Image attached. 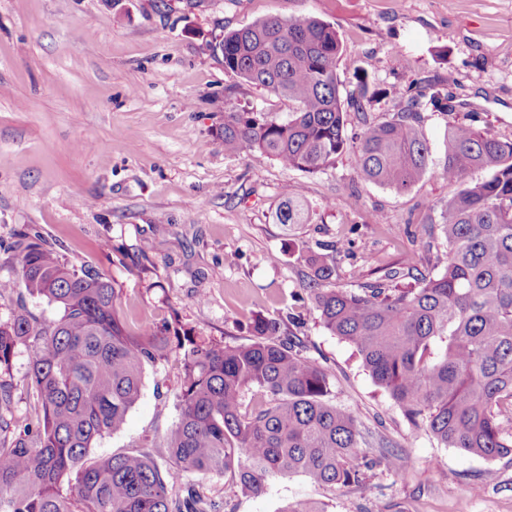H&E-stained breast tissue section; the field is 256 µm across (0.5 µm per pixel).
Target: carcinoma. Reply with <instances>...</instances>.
Wrapping results in <instances>:
<instances>
[{
	"instance_id": "carcinoma-1",
	"label": "carcinoma",
	"mask_w": 512,
	"mask_h": 512,
	"mask_svg": "<svg viewBox=\"0 0 512 512\" xmlns=\"http://www.w3.org/2000/svg\"><path fill=\"white\" fill-rule=\"evenodd\" d=\"M226 73L298 103L288 119L224 106V151L259 150L286 168L317 172L350 145L340 98L336 30L316 18L269 17L224 34ZM418 91L408 108L366 127L355 149L361 180L398 192L430 169ZM443 175L458 186L440 213L448 244L444 271L410 287L352 292L325 288L336 276L320 256L306 259L309 292L332 335L352 345L374 382L410 422L444 447L495 460L512 456L500 421L512 404V140L466 124L448 128ZM474 171L486 177L473 180ZM274 220L305 223L290 199ZM16 277L0 298L22 288L59 309L37 319L19 303L0 323V374L19 348L30 352L28 389L36 418L21 424L0 383V512H218L189 474L222 476L258 494L272 475L302 474L331 489L357 487L389 454L361 447L354 411L330 400L329 375L283 337L275 318L256 316L246 345L206 340L178 321L127 326L120 289L95 270L63 260L37 233L12 245ZM175 354L180 375L177 421L162 437V470L147 452L92 457L94 443L120 432L141 396L144 368ZM262 396L251 410L245 392ZM280 512H327L295 500Z\"/></svg>"
}]
</instances>
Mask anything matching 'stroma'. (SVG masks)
I'll return each mask as SVG.
<instances>
[{"label": "stroma", "mask_w": 512, "mask_h": 512, "mask_svg": "<svg viewBox=\"0 0 512 512\" xmlns=\"http://www.w3.org/2000/svg\"><path fill=\"white\" fill-rule=\"evenodd\" d=\"M277 16L313 17L342 42L337 68L346 131L405 109L435 86L451 107L423 103L435 164L411 190L365 183L353 149L308 173L220 138L224 107L287 119L298 105L228 75L212 37ZM463 122L512 139V0H0V280L11 245L31 229L63 259L104 272L130 326L171 317L204 338L248 343L255 316L279 319L304 357L327 368L332 401L352 408L362 447L398 449L363 485L330 489L301 475L268 478L261 494L204 478L224 512H279L322 502L327 512H512V459L488 461L413 429L355 349L331 335L307 298L306 258L336 267L331 287L359 292L398 272L400 285L443 272L439 223L455 186L443 179L448 127ZM301 195L310 220L293 233L276 207ZM29 352L5 380L12 412L33 411ZM175 360L146 365L124 429L96 457L159 446L178 417ZM494 480H484L487 469Z\"/></svg>", "instance_id": "stroma-1"}]
</instances>
